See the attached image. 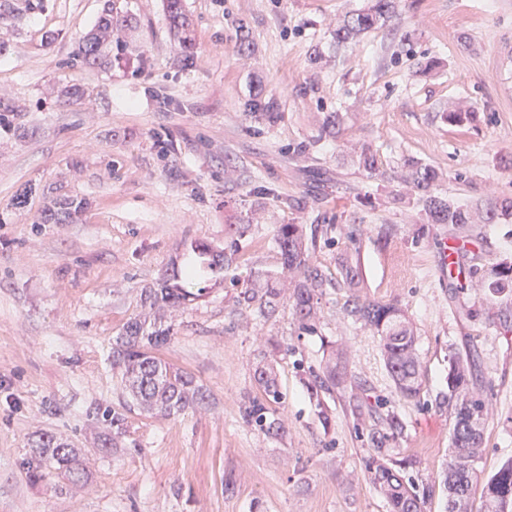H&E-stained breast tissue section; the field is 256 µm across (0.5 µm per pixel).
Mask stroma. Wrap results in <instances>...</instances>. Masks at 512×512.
Returning <instances> with one entry per match:
<instances>
[{
    "mask_svg": "<svg viewBox=\"0 0 512 512\" xmlns=\"http://www.w3.org/2000/svg\"><path fill=\"white\" fill-rule=\"evenodd\" d=\"M113 2L125 22L111 46L123 54L104 67L72 58L104 0H44L0 25V110L14 112L0 128V512H388L363 476L369 426L348 411V391L309 389L338 348L370 401L399 415L391 446L429 489L427 512H445L451 357L477 352L490 401L480 479L512 458V300L490 308L438 279L434 242L448 227L427 223L390 175L415 159L458 204L512 198V0H396L390 21L347 45L337 23L371 0H183L188 59L162 0ZM256 95L277 103V124L244 113ZM459 108L475 118L448 123ZM334 113L339 134L322 135ZM358 143L377 175L360 166ZM62 197L87 207L74 223H42ZM281 224L328 227L310 258L329 281L311 331L289 301L267 321L238 302L248 276L279 269ZM482 231L464 266L512 255V223ZM202 241L235 245V260L189 282L198 299L165 309L173 336L160 356L204 399L148 415L131 406L112 347L143 289L200 266ZM346 255L361 265V297L397 305L413 325L414 400L396 396L378 336L343 316ZM263 359L284 393L272 407L280 437L242 416L261 395ZM44 434L80 449L85 484L33 477Z\"/></svg>",
    "mask_w": 512,
    "mask_h": 512,
    "instance_id": "stroma-1",
    "label": "stroma"
}]
</instances>
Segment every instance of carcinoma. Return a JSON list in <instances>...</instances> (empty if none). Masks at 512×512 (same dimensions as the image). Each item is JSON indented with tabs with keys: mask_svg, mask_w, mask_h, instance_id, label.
I'll list each match as a JSON object with an SVG mask.
<instances>
[{
	"mask_svg": "<svg viewBox=\"0 0 512 512\" xmlns=\"http://www.w3.org/2000/svg\"><path fill=\"white\" fill-rule=\"evenodd\" d=\"M170 24L180 35V48L189 53L191 46L187 36L189 20L185 14L183 0H164ZM394 13V0H372L371 6L355 12L336 27L337 44H343L360 33L387 22ZM123 23L114 15L110 0H105L98 19L97 28L105 32L112 26ZM108 51L101 36L90 33L83 37L73 51V60L87 66L100 65L106 61ZM244 112L253 115L268 125L276 124L281 113L273 102L258 97L244 103ZM413 189L422 204L430 224H448L471 238L481 236L482 225L496 224L512 218V199L492 200L481 209H467L454 204L436 193L442 174L435 168L416 161H407L395 175ZM83 207L70 199H61L43 218L45 224H61ZM275 243L281 257V272L288 274V284L281 283L280 276L268 272L263 278L246 284L240 292L238 303L255 308L263 317L270 316L279 303L282 288H289L292 310L302 326H308L317 317L318 296L327 284L326 277L309 262V247L316 244V235L306 236L300 224L278 225ZM203 264L213 273H220L231 258L225 250H215L206 244L196 246ZM341 280L336 286L346 288L351 299L345 307V314L353 322L374 331L380 337L386 369L394 384L396 395L405 401L413 399L420 390V364L415 353V334L411 323L401 310L393 304L363 299L359 295L362 287V271L358 263L345 260L340 264ZM196 269L176 272L171 279L164 280L158 287L142 290V306L148 314H155L168 304H179L195 298V294L179 284L190 280ZM476 288L486 302L501 301L512 294V260L505 258L484 271L469 269V280L460 288ZM170 340V327L158 323L147 324V319L135 318L126 323L112 347V366L122 371V379L128 384L132 403L138 408L167 416L180 413L190 405L202 400L203 394L194 384L192 377L171 366L157 356L158 348ZM255 381L262 391L264 400L251 399L243 406V419L255 424L269 435H277L282 424L269 419V404H278L284 398L273 367L261 365L255 371ZM478 379L471 372L467 361L453 359L448 373V404L453 411L452 448L448 463L443 471V486L447 492L446 512H468L469 500L474 491L476 478L475 463L483 447V422L488 413L485 400L468 392V386L477 384ZM355 383V376L347 371L346 360L341 352L331 358L324 378L314 380L313 395L335 387L346 388ZM352 413L358 417L367 416L373 421L370 441L374 455L368 459L364 476L383 495L389 512H425L429 494L419 490L418 485L406 478L407 460L393 458L389 441L401 432L400 419L395 413L384 417L376 415L374 406L366 400L355 397ZM36 461L33 476L36 478L54 476L66 484H75L83 478L78 449L51 435H45L35 442L33 450ZM483 512H512V459L505 460L490 476L481 492Z\"/></svg>",
	"mask_w": 512,
	"mask_h": 512,
	"instance_id": "cac0c4a2",
	"label": "carcinoma"
}]
</instances>
